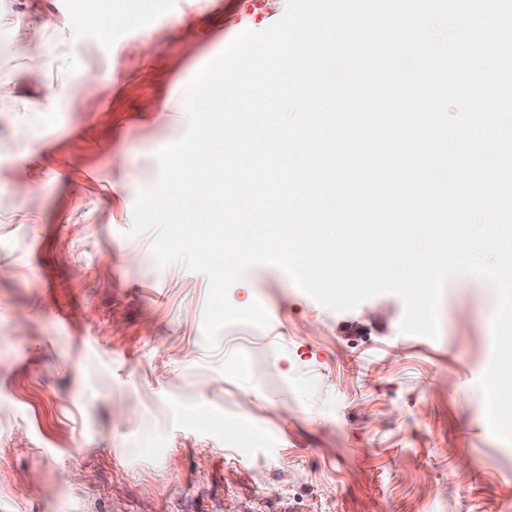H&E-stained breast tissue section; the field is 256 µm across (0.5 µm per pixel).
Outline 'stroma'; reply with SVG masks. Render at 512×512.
Segmentation results:
<instances>
[{
	"label": "stroma",
	"mask_w": 512,
	"mask_h": 512,
	"mask_svg": "<svg viewBox=\"0 0 512 512\" xmlns=\"http://www.w3.org/2000/svg\"><path fill=\"white\" fill-rule=\"evenodd\" d=\"M0 0V512H512V444L477 381L495 287L449 278L439 335L392 293L323 307L252 267L209 352L205 276L129 237L193 75L286 0ZM35 101L48 108L43 117Z\"/></svg>",
	"instance_id": "1"
}]
</instances>
